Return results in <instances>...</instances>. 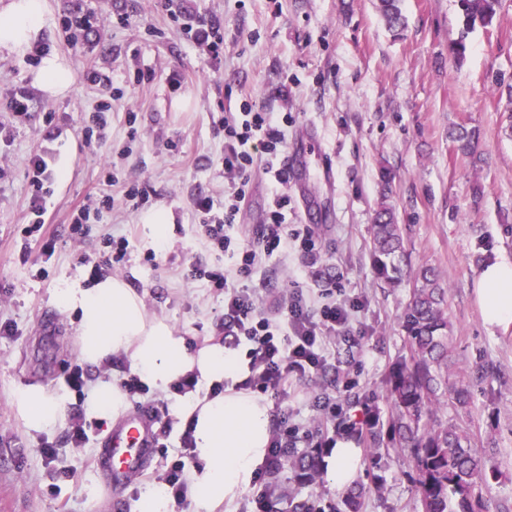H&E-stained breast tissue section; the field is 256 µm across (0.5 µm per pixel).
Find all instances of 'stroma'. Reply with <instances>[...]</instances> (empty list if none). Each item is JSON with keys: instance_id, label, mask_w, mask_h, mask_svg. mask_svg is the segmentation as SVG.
<instances>
[{"instance_id": "stroma-1", "label": "stroma", "mask_w": 512, "mask_h": 512, "mask_svg": "<svg viewBox=\"0 0 512 512\" xmlns=\"http://www.w3.org/2000/svg\"><path fill=\"white\" fill-rule=\"evenodd\" d=\"M377 0H49L46 51L63 57L76 80L62 98L49 99L33 84L40 59L0 56V322L18 333L0 338V491L11 495L8 512H137L140 487L159 481L183 455L180 395L154 390L130 395L131 412L167 404L171 431L143 470L119 497L107 496L94 467L109 430L93 422L84 447L68 438V422L53 431L30 433L17 418L14 392L38 384L67 397V413L79 397L65 382L81 370L86 385L102 376L130 378L127 360L98 367L79 357V316L60 309L56 291L84 284L92 266L124 278L142 296L149 313L167 317L197 348L224 333V297L203 282L186 279L194 263L223 262L199 227L194 200L224 201V114L242 101L273 105L291 120L294 141L304 144L312 165L328 157L336 169L335 189L310 178L317 206L306 216L292 198L288 222L309 229L315 247L272 256L252 276L266 288L261 312L272 314L281 291L303 289L316 304L335 284L361 297L354 314L357 333L329 346L327 367L293 382L282 405L296 453L319 414L318 394L335 397L338 419H358L367 408L388 417L391 401L383 381L408 341L400 326L410 282L390 288L378 282L371 258V225L380 203L395 207L406 229L412 267L430 265L448 290V319L455 360L471 379L466 409H438L440 423L468 425L477 447L494 444L489 464L497 479L481 486L484 497L512 512V323L487 329L476 297L481 268L512 261V0H502L493 27L466 38L463 63L448 46L459 33L455 0H403L405 28L386 27ZM224 31V52L213 59L194 40L198 25ZM101 79L88 81L90 72ZM28 98V116L13 119L17 92ZM106 111L100 137L84 130ZM465 126L479 133L476 152L457 151L448 132ZM52 151L57 176L44 215L55 237L53 255L39 243L23 248L20 230L30 219V175L26 161ZM393 178L382 182V170ZM138 179L145 199H128L125 185ZM273 185L262 170L252 175L249 197L237 222L244 243H256L266 219ZM110 209L74 239L70 226L78 206L96 208L102 196ZM163 207L174 222L166 244L152 247L140 222L143 212ZM127 238L119 266L107 262V238ZM55 445L71 469L55 477L40 456L41 442ZM358 481L361 512H416L411 468L391 454L376 468L369 443H360Z\"/></svg>"}]
</instances>
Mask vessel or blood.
I'll use <instances>...</instances> for the list:
<instances>
[{
    "mask_svg": "<svg viewBox=\"0 0 512 512\" xmlns=\"http://www.w3.org/2000/svg\"><path fill=\"white\" fill-rule=\"evenodd\" d=\"M285 167L290 175V185L296 192H303L310 176L305 153L300 145H291ZM155 446L152 417L141 413L123 427L111 432L97 460V468L107 484H117L127 476L142 470L151 448Z\"/></svg>",
    "mask_w": 512,
    "mask_h": 512,
    "instance_id": "1",
    "label": "vessel or blood"
}]
</instances>
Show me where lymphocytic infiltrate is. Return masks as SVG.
Instances as JSON below:
<instances>
[{
  "label": "lymphocytic infiltrate",
  "mask_w": 512,
  "mask_h": 512,
  "mask_svg": "<svg viewBox=\"0 0 512 512\" xmlns=\"http://www.w3.org/2000/svg\"><path fill=\"white\" fill-rule=\"evenodd\" d=\"M288 119L287 113L255 110L247 103L241 111L225 113L224 180L228 190L224 204L219 207L213 199L201 197L195 200L194 208L203 216L209 248L235 256L236 264L231 269L220 264H194L187 271L188 279L202 281L223 294L225 347L232 349L243 342L249 345L248 374L240 381V388L267 395L277 403L287 397L293 379L325 368L330 340L349 329L352 314L360 306L358 299L341 294L316 309L303 293L289 291L282 296L284 317L274 321L258 312L263 299L260 289L245 284L273 254L314 247L309 233L286 223L290 199L283 159ZM258 166L274 184L275 208L262 225L257 244L243 247L236 216L247 200L252 172ZM28 169L32 221L22 234L27 239L39 237L42 251L49 255L54 241L42 235V216L53 172L40 152L31 154Z\"/></svg>",
  "instance_id": "1"
}]
</instances>
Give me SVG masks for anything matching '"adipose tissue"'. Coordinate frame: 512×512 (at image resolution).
Wrapping results in <instances>:
<instances>
[{
  "label": "adipose tissue",
  "mask_w": 512,
  "mask_h": 512,
  "mask_svg": "<svg viewBox=\"0 0 512 512\" xmlns=\"http://www.w3.org/2000/svg\"><path fill=\"white\" fill-rule=\"evenodd\" d=\"M48 0H0V54L23 57L39 43L49 27ZM34 84L50 98L66 95L74 74L61 57L44 56L33 72ZM477 297L485 325L512 321V263L496 261L482 268ZM63 310L80 315L78 345L81 360L99 365L113 357L126 358L142 382L168 391L187 375L207 385L242 380L247 371L236 351L219 338H209L198 349L163 317L149 314L142 297L126 281L107 276L89 287L71 285L57 292ZM66 399L39 385L17 390L14 407L27 431L54 430L64 416ZM130 402L118 382L97 379L92 388V415L113 424L125 416ZM182 413L194 425L197 463L187 480L192 512H231L248 490L269 451L271 415L265 401L249 392L226 389L209 398H191ZM360 450L340 439L324 459L326 474L337 488L353 484L358 476Z\"/></svg>",
  "instance_id": "1"
}]
</instances>
